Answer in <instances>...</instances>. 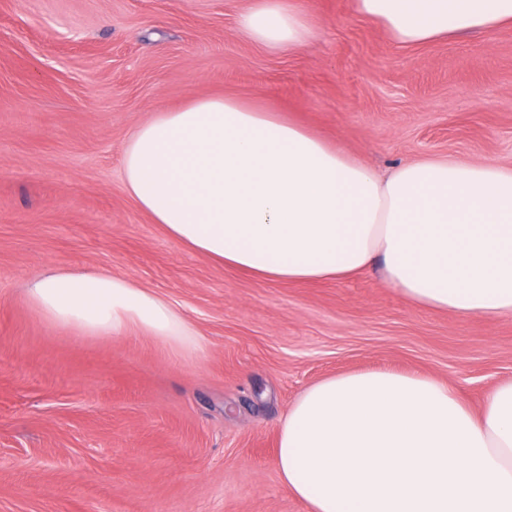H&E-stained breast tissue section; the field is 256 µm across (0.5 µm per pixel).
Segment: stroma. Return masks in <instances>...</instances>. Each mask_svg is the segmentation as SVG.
<instances>
[{
	"label": "stroma",
	"instance_id": "35a3bbf8",
	"mask_svg": "<svg viewBox=\"0 0 512 512\" xmlns=\"http://www.w3.org/2000/svg\"><path fill=\"white\" fill-rule=\"evenodd\" d=\"M249 0H0V512H306L277 438L313 383L430 375L471 408L512 379V317L409 304L370 271L288 285L224 267L126 194L131 131L197 97L290 117L384 173L512 167V27L394 43L349 0H295L303 47L244 42ZM106 271L176 308L205 350L43 320L29 280Z\"/></svg>",
	"mask_w": 512,
	"mask_h": 512
}]
</instances>
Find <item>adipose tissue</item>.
I'll use <instances>...</instances> for the list:
<instances>
[{
  "label": "adipose tissue",
  "instance_id": "adipose-tissue-1",
  "mask_svg": "<svg viewBox=\"0 0 512 512\" xmlns=\"http://www.w3.org/2000/svg\"><path fill=\"white\" fill-rule=\"evenodd\" d=\"M350 2L408 46L512 24V0ZM237 31L275 52L313 35L291 0H250ZM123 184L172 238L257 278L345 281L373 269L412 305L512 316V168L437 157L381 176L279 113L214 96L137 126ZM26 298L54 325L203 349L171 303L108 272L52 270ZM277 468L308 512H512V380L475 412L426 375L322 379L282 420Z\"/></svg>",
  "mask_w": 512,
  "mask_h": 512
}]
</instances>
